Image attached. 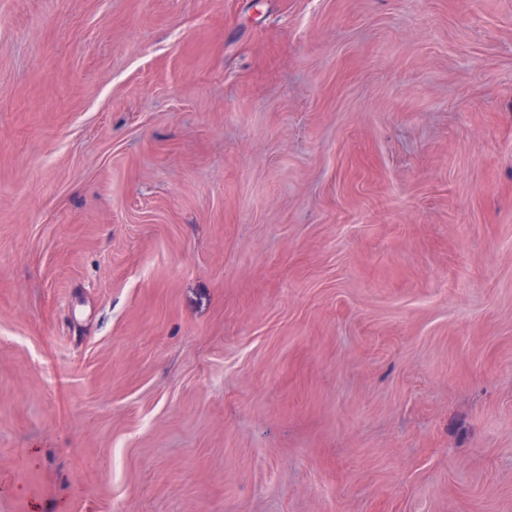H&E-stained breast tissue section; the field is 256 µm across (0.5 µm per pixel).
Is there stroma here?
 <instances>
[{"label": "stroma", "mask_w": 512, "mask_h": 512, "mask_svg": "<svg viewBox=\"0 0 512 512\" xmlns=\"http://www.w3.org/2000/svg\"><path fill=\"white\" fill-rule=\"evenodd\" d=\"M0 512H512V0H0Z\"/></svg>", "instance_id": "obj_1"}]
</instances>
